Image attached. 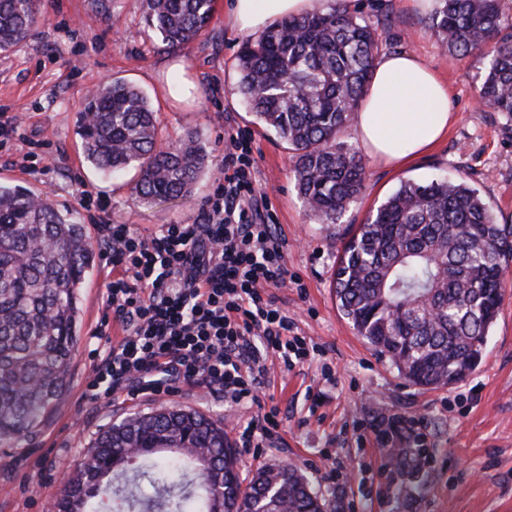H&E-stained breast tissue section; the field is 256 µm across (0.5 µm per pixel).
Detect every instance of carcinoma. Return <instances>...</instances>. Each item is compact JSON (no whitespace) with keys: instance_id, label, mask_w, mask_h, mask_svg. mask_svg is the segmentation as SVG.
<instances>
[{"instance_id":"1","label":"carcinoma","mask_w":512,"mask_h":512,"mask_svg":"<svg viewBox=\"0 0 512 512\" xmlns=\"http://www.w3.org/2000/svg\"><path fill=\"white\" fill-rule=\"evenodd\" d=\"M215 0H146L144 22L171 49L208 28ZM37 0H0V53L30 38ZM429 29L460 59L478 54V99L512 118V16L501 0H439ZM382 33L343 0L290 16L238 52L239 90L250 110L288 143L308 216L336 224L365 187L366 164L344 132L358 111ZM158 114L122 78L101 84L77 122L85 159L117 176L134 167L143 202L185 198L210 158L188 135L160 147ZM95 248L71 210L0 183V445L41 425L65 391L79 344L78 288ZM512 225L466 181H404L336 257L333 288L357 335L409 383L445 387L477 367L496 320ZM134 476L144 512H310L322 499L291 465L243 484L224 427L177 407L135 414L104 430L55 512H133L119 483Z\"/></svg>"}]
</instances>
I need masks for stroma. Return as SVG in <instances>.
Segmentation results:
<instances>
[{
	"label": "stroma",
	"instance_id": "stroma-1",
	"mask_svg": "<svg viewBox=\"0 0 512 512\" xmlns=\"http://www.w3.org/2000/svg\"><path fill=\"white\" fill-rule=\"evenodd\" d=\"M231 0H216L207 33L186 48H166L144 23L143 0H41V24L13 52L0 54V108L27 114L17 137L0 141V182L46 193L58 208L75 210L94 226L100 217L150 234L165 224L194 223L213 195L224 163L225 137L242 129L254 140L257 188L277 220L289 273L299 288H279L277 303L320 347L313 362L275 370L270 394L278 405L282 439L264 449L259 463L299 469L330 512H512V267L497 319L478 367L464 381L437 389L405 382L388 359L358 336L339 310L332 288L336 256L349 225L364 223L401 182L463 180L477 188L498 223L512 224V120L483 109L476 89L479 57L455 59L442 48L426 16L406 0H354L356 15L379 22L391 51H412L447 84L456 120L447 137L406 166L392 169L366 157L363 195L329 229L314 223L294 188L288 146L250 112L238 92L237 52L244 32L228 19ZM186 62L198 90L181 101L167 94L176 63ZM137 85L158 112L159 143L196 134L212 165L190 197L141 203L131 187L135 170L104 176L82 157L76 120L87 95L107 78ZM103 256L78 290L80 342L68 387L28 438L0 447V512H45L72 472L109 426L136 413L179 406L223 424L235 439L237 410L180 387L161 398L87 403L81 388L91 374V333L104 317ZM379 412L426 417L427 446L436 466L377 474L371 461H387L395 446L367 445L357 454L354 423ZM327 448L342 467L336 482L323 479Z\"/></svg>",
	"mask_w": 512,
	"mask_h": 512
}]
</instances>
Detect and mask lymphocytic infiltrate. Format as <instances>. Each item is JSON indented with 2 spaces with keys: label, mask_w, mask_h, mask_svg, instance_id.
<instances>
[{
  "label": "lymphocytic infiltrate",
  "mask_w": 512,
  "mask_h": 512,
  "mask_svg": "<svg viewBox=\"0 0 512 512\" xmlns=\"http://www.w3.org/2000/svg\"><path fill=\"white\" fill-rule=\"evenodd\" d=\"M257 193L252 137L236 132L227 138L224 179L195 223L148 235L128 224H97L109 319L92 336L107 346L83 401L156 398L182 383L229 407L253 408L236 424L237 442L252 458L279 439L280 409L262 395L274 369L293 370L311 351L271 294L287 286L288 267L273 215ZM368 429L375 444L406 441L424 465L435 464L424 449L427 419L381 412Z\"/></svg>",
  "instance_id": "1"
}]
</instances>
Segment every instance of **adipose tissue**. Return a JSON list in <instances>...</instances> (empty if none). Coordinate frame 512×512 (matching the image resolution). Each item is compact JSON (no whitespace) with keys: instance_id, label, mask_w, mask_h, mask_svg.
I'll return each mask as SVG.
<instances>
[{"instance_id":"obj_1","label":"adipose tissue","mask_w":512,"mask_h":512,"mask_svg":"<svg viewBox=\"0 0 512 512\" xmlns=\"http://www.w3.org/2000/svg\"><path fill=\"white\" fill-rule=\"evenodd\" d=\"M324 0H232L238 30L258 33L281 20L323 9ZM453 119L446 85L415 53H381L354 126L365 151L399 168L425 154Z\"/></svg>"}]
</instances>
